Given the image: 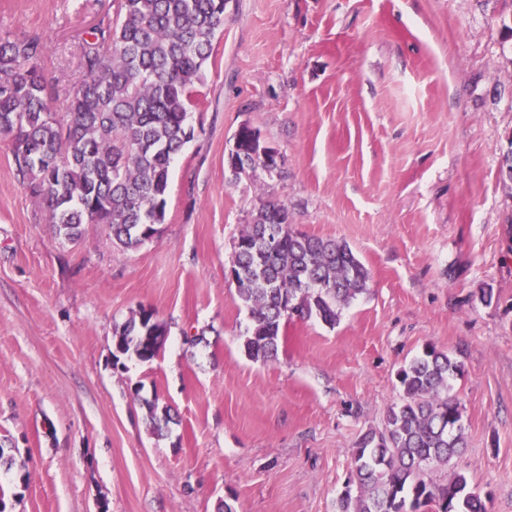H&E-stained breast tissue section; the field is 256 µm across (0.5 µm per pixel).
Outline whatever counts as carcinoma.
<instances>
[{
  "label": "carcinoma",
  "instance_id": "cac0c4a2",
  "mask_svg": "<svg viewBox=\"0 0 512 512\" xmlns=\"http://www.w3.org/2000/svg\"><path fill=\"white\" fill-rule=\"evenodd\" d=\"M226 0H118L112 24L83 40L86 74L64 119L51 111L53 87L37 36H0V136L9 140L18 174L42 200L49 223L65 238L84 224H103L112 242L136 248L164 223L171 167L194 139L190 114L197 85L224 26ZM257 131L235 135L234 177L273 173L257 147ZM276 234L268 250L266 236ZM228 278L252 320L244 343L255 360L276 358L281 333L313 317L332 326L368 290L369 268L348 244L293 229L288 207L269 200L239 237ZM166 327L154 310H139L115 329L120 354L150 362ZM461 363L433 346L397 373L399 401L385 427L363 434L339 512H489V496L453 471L433 477L466 447L462 405L451 378Z\"/></svg>",
  "mask_w": 512,
  "mask_h": 512
}]
</instances>
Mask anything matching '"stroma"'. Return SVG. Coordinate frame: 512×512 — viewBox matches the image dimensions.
Here are the masks:
<instances>
[{
	"label": "stroma",
	"instance_id": "35a3bbf8",
	"mask_svg": "<svg viewBox=\"0 0 512 512\" xmlns=\"http://www.w3.org/2000/svg\"><path fill=\"white\" fill-rule=\"evenodd\" d=\"M114 0H0L37 35L54 112ZM512 0H227L173 163L166 219L135 249L58 236L0 140V468L10 512H338L359 437L425 346L455 355L467 448L451 469L512 512ZM282 157L234 177L241 126ZM346 242L371 271L339 322H291L248 357L227 273L257 210ZM491 290V303L480 300ZM151 308L158 358L114 364ZM168 409L161 432L148 403Z\"/></svg>",
	"mask_w": 512,
	"mask_h": 512
}]
</instances>
